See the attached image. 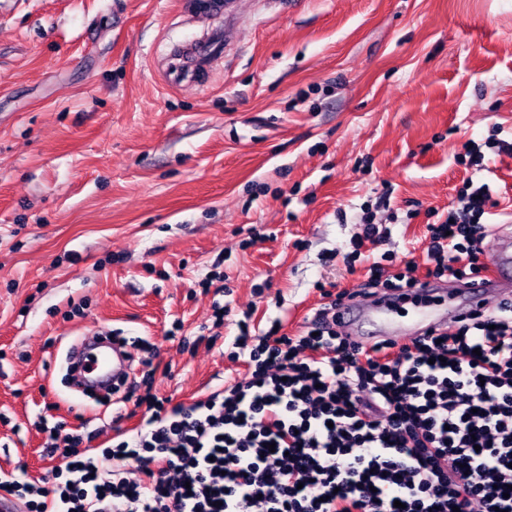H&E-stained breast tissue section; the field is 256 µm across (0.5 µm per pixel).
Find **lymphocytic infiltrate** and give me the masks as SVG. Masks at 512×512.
Wrapping results in <instances>:
<instances>
[{
	"label": "lymphocytic infiltrate",
	"instance_id": "lymphocytic-infiltrate-1",
	"mask_svg": "<svg viewBox=\"0 0 512 512\" xmlns=\"http://www.w3.org/2000/svg\"><path fill=\"white\" fill-rule=\"evenodd\" d=\"M494 205L469 182L430 225L434 278L486 271ZM345 299L297 340L278 319L257 334L239 321L246 380L188 406L147 398L145 431L101 456L53 427L51 485L1 471L0 496L34 497L35 512H512V300L368 347L330 321Z\"/></svg>",
	"mask_w": 512,
	"mask_h": 512
}]
</instances>
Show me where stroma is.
Listing matches in <instances>:
<instances>
[{
	"instance_id": "stroma-1",
	"label": "stroma",
	"mask_w": 512,
	"mask_h": 512,
	"mask_svg": "<svg viewBox=\"0 0 512 512\" xmlns=\"http://www.w3.org/2000/svg\"><path fill=\"white\" fill-rule=\"evenodd\" d=\"M204 32L188 0H0V470L42 481L57 423L104 449L139 397L247 378L244 312L307 334L322 290L422 260L466 180L512 222V154L485 146L512 144V0H240L223 58L169 87ZM367 209L387 236L357 252ZM101 330L150 359L135 397L70 387Z\"/></svg>"
}]
</instances>
